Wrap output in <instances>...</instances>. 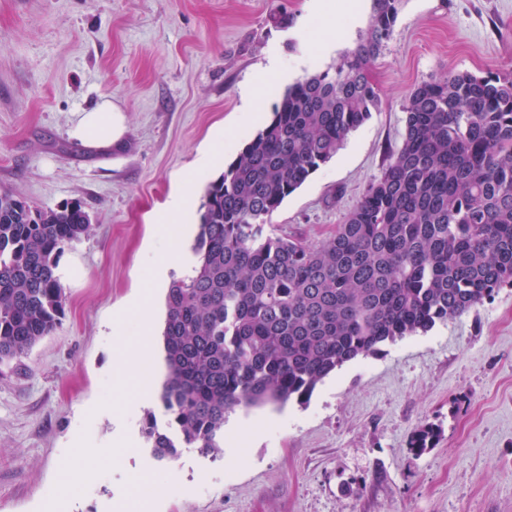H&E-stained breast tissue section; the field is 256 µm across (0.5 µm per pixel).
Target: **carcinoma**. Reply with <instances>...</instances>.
<instances>
[{
	"mask_svg": "<svg viewBox=\"0 0 512 512\" xmlns=\"http://www.w3.org/2000/svg\"><path fill=\"white\" fill-rule=\"evenodd\" d=\"M402 0H372L370 27L334 68L289 86L269 121L208 183L192 273L173 280L154 456L220 447L238 407L307 401L336 369L426 333L512 286V78L448 72L408 96L405 134L381 177L319 246L265 233V218L380 111L370 68ZM90 231L78 203L31 206L0 190V363L64 316L56 274ZM438 430L415 433L417 454Z\"/></svg>",
	"mask_w": 512,
	"mask_h": 512,
	"instance_id": "1",
	"label": "carcinoma"
}]
</instances>
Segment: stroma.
<instances>
[{
    "mask_svg": "<svg viewBox=\"0 0 512 512\" xmlns=\"http://www.w3.org/2000/svg\"><path fill=\"white\" fill-rule=\"evenodd\" d=\"M371 0H0V189L43 209L77 202L91 230L65 247V315L0 365V512H512V286L432 330L346 363L306 403L240 407L249 437L160 461L116 353L138 343L127 302L153 307L152 386L166 369V291L154 260L191 248L207 183L265 125L285 89L338 64L367 32ZM512 77V0H403L371 67L379 112L266 217L318 245L402 143L405 102L448 72ZM109 100L126 119L108 149L68 133ZM193 190L187 222L163 206ZM123 456L89 469L84 449ZM432 424L434 448L409 441ZM77 477L73 499L60 483Z\"/></svg>",
    "mask_w": 512,
    "mask_h": 512,
    "instance_id": "stroma-1",
    "label": "stroma"
}]
</instances>
